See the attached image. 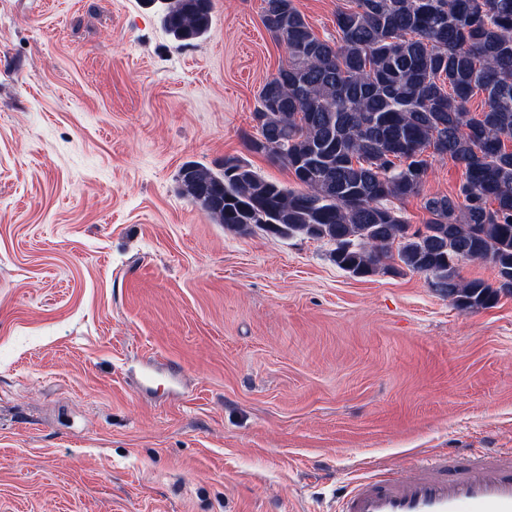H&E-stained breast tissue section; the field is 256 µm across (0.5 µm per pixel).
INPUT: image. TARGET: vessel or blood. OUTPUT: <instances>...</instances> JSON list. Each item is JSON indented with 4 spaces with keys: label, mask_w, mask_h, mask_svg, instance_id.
<instances>
[{
    "label": "vessel or blood",
    "mask_w": 512,
    "mask_h": 512,
    "mask_svg": "<svg viewBox=\"0 0 512 512\" xmlns=\"http://www.w3.org/2000/svg\"><path fill=\"white\" fill-rule=\"evenodd\" d=\"M341 512H512V454L489 449L467 463L442 456L405 476L357 479Z\"/></svg>",
    "instance_id": "1"
}]
</instances>
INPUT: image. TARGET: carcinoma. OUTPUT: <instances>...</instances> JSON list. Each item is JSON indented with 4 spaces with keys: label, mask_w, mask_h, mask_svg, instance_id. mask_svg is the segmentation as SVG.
<instances>
[{
    "label": "carcinoma",
    "mask_w": 512,
    "mask_h": 512,
    "mask_svg": "<svg viewBox=\"0 0 512 512\" xmlns=\"http://www.w3.org/2000/svg\"><path fill=\"white\" fill-rule=\"evenodd\" d=\"M145 2L177 42L210 29L212 0ZM264 2L262 23L288 61L260 87L246 143L294 186L228 156L220 171L183 165V193L239 234L327 240L354 277L424 274L462 311L511 296L512 0H347L332 41L294 0ZM435 155L464 166L465 181L454 199L425 198L416 227L399 203L420 193ZM465 260L490 262L497 285L463 279Z\"/></svg>",
    "instance_id": "carcinoma-1"
}]
</instances>
